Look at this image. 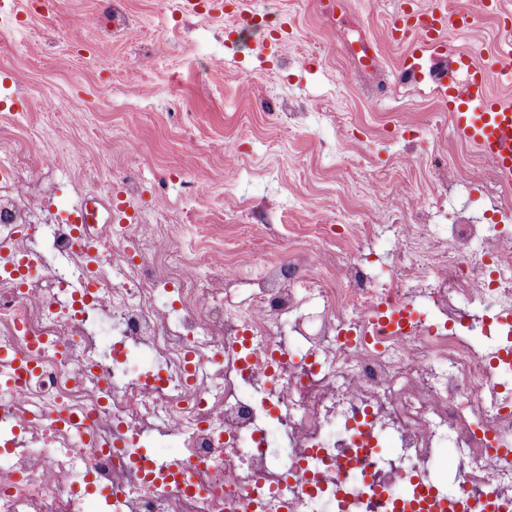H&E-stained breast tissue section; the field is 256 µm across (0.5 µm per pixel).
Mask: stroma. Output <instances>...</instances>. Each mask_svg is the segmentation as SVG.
<instances>
[{
    "mask_svg": "<svg viewBox=\"0 0 512 512\" xmlns=\"http://www.w3.org/2000/svg\"><path fill=\"white\" fill-rule=\"evenodd\" d=\"M55 2L45 16H0V144L21 175L40 176L53 218L107 184L106 223L146 211L182 225L209 259L280 265L298 240L335 249L330 225L355 212L377 225L464 219L491 237L512 208L428 78L397 82L403 49L384 29L400 0H342L332 19L318 0H251L289 30L277 50L234 56L224 47L233 18L206 5L185 15L174 0ZM356 41L376 43L374 68L351 52Z\"/></svg>",
    "mask_w": 512,
    "mask_h": 512,
    "instance_id": "1",
    "label": "stroma"
}]
</instances>
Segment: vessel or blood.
<instances>
[{
  "mask_svg": "<svg viewBox=\"0 0 512 512\" xmlns=\"http://www.w3.org/2000/svg\"><path fill=\"white\" fill-rule=\"evenodd\" d=\"M496 7L497 0H467L464 6L453 10L441 0L426 8L413 5L412 0H402L386 26L385 36L392 43L409 42L401 74L410 80L421 75L416 58L425 56L437 61L454 57L456 71L464 72V79H457L454 74L441 75L438 88L454 132L472 144L495 174L508 182L512 180V100L492 98L488 82L492 73L512 74V14H500V47L482 61L455 55L452 47L453 38L471 28L479 14Z\"/></svg>",
  "mask_w": 512,
  "mask_h": 512,
  "instance_id": "b4317fda",
  "label": "vessel or blood"
}]
</instances>
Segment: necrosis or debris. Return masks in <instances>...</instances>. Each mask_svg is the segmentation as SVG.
<instances>
[{
	"label": "necrosis or debris",
	"mask_w": 512,
	"mask_h": 512,
	"mask_svg": "<svg viewBox=\"0 0 512 512\" xmlns=\"http://www.w3.org/2000/svg\"><path fill=\"white\" fill-rule=\"evenodd\" d=\"M46 222L0 149V250L32 255ZM50 225L60 265L32 266L23 287L0 276V347L36 366L0 384V512H96L85 480L112 512H512V457L500 452L512 403L494 352L455 329L466 308L512 309L511 233L489 243L479 224L386 225L395 259L379 283L362 254L340 261L305 242L275 279L252 260L199 276L181 225ZM243 281L246 308L233 297ZM174 283L171 313L158 294ZM419 300L434 320L402 332L377 319ZM95 316L112 322L111 353ZM132 346L154 361L135 379L120 368ZM65 415L79 427L60 425ZM153 436L177 442L178 477L144 453Z\"/></svg>",
	"instance_id": "necrosis-or-debris-1"
}]
</instances>
